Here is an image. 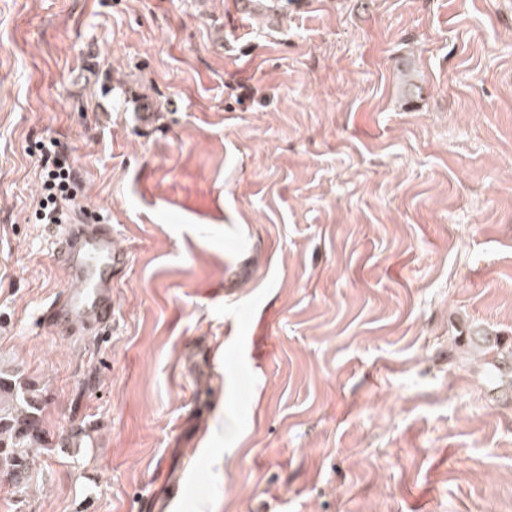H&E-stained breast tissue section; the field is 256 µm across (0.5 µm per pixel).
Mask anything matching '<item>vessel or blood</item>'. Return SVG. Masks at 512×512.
I'll return each mask as SVG.
<instances>
[{
	"label": "vessel or blood",
	"mask_w": 512,
	"mask_h": 512,
	"mask_svg": "<svg viewBox=\"0 0 512 512\" xmlns=\"http://www.w3.org/2000/svg\"><path fill=\"white\" fill-rule=\"evenodd\" d=\"M53 244L71 286L40 311L39 324L64 336L111 330L112 276L127 261L126 252L114 243L111 218L80 209L54 232ZM170 488V494L149 495L152 512H170L183 496L181 481L171 480Z\"/></svg>",
	"instance_id": "1"
}]
</instances>
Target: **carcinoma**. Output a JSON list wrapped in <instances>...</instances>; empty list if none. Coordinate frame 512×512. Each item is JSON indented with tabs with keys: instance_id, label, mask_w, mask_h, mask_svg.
Masks as SVG:
<instances>
[{
	"instance_id": "obj_1",
	"label": "carcinoma",
	"mask_w": 512,
	"mask_h": 512,
	"mask_svg": "<svg viewBox=\"0 0 512 512\" xmlns=\"http://www.w3.org/2000/svg\"><path fill=\"white\" fill-rule=\"evenodd\" d=\"M483 363L488 382L512 393V344L498 333L474 328L466 337ZM43 391L13 368L0 366V475L22 488L33 464L32 451L44 447Z\"/></svg>"
}]
</instances>
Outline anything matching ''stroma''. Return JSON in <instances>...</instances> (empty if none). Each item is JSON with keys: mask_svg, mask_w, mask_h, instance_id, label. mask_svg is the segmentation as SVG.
Returning a JSON list of instances; mask_svg holds the SVG:
<instances>
[{"mask_svg": "<svg viewBox=\"0 0 512 512\" xmlns=\"http://www.w3.org/2000/svg\"><path fill=\"white\" fill-rule=\"evenodd\" d=\"M52 140L128 254L104 336L35 321ZM471 325L512 341V0H0V364L47 434L0 512L165 473L188 512H512Z\"/></svg>", "mask_w": 512, "mask_h": 512, "instance_id": "35a3bbf8", "label": "stroma"}]
</instances>
